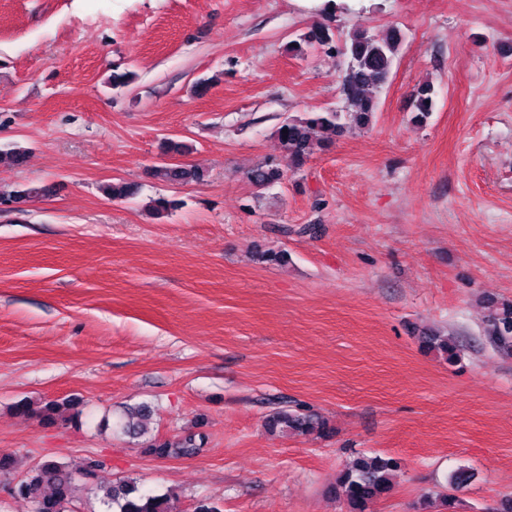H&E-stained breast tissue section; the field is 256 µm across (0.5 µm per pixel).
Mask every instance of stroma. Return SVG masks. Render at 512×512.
<instances>
[{
	"label": "stroma",
	"mask_w": 512,
	"mask_h": 512,
	"mask_svg": "<svg viewBox=\"0 0 512 512\" xmlns=\"http://www.w3.org/2000/svg\"><path fill=\"white\" fill-rule=\"evenodd\" d=\"M314 2L0 0V149L28 150L0 192L55 187L0 209V453L96 464L76 512H105L121 478L172 512H346L336 480L362 453L403 461L372 512H424L460 469L456 512L512 499V357L481 335L485 298L512 299V0H336L339 38L406 43L372 124L260 194L246 173L281 162L279 123L343 105L346 56L288 51ZM116 65L136 75L119 94ZM168 137L188 152L164 155ZM170 160L206 180L153 179ZM115 180L139 195L107 200ZM158 195L181 208L153 218ZM435 329L458 365L422 348ZM44 397L78 418L15 414ZM141 403L159 440L199 433L200 450L145 453L115 427ZM295 403L332 435L270 433ZM436 95L434 83L426 81L421 84L413 93L412 111L413 122L417 124H424L434 112L436 106Z\"/></svg>",
	"instance_id": "1"
}]
</instances>
